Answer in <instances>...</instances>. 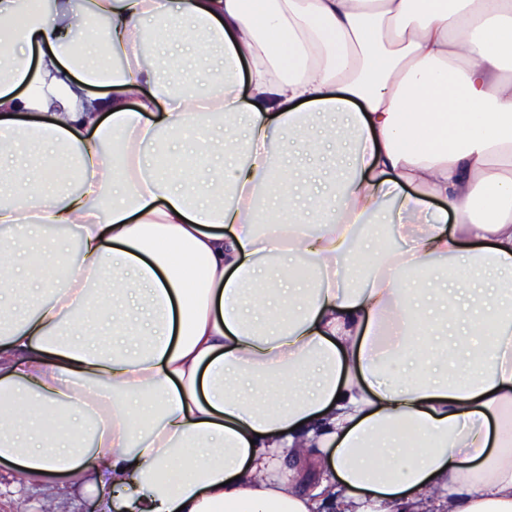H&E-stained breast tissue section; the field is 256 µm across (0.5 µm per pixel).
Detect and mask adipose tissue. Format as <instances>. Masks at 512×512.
Returning <instances> with one entry per match:
<instances>
[{"mask_svg":"<svg viewBox=\"0 0 512 512\" xmlns=\"http://www.w3.org/2000/svg\"><path fill=\"white\" fill-rule=\"evenodd\" d=\"M22 8L0 464L101 512H512V0ZM343 132V180L301 190L283 154Z\"/></svg>","mask_w":512,"mask_h":512,"instance_id":"obj_1","label":"adipose tissue"}]
</instances>
